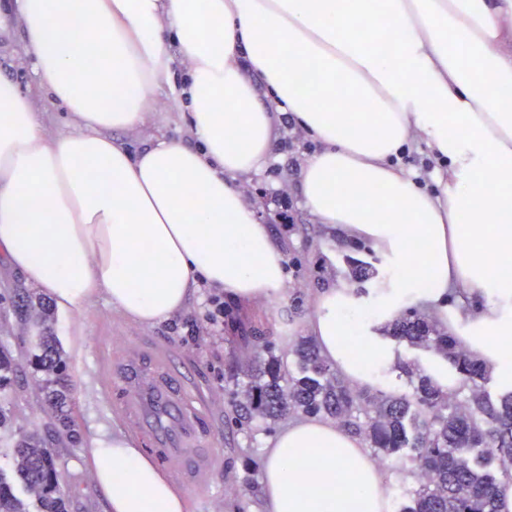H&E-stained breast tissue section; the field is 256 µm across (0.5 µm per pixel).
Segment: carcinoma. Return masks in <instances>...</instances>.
I'll return each instance as SVG.
<instances>
[{
  "label": "carcinoma",
  "instance_id": "cac0c4a2",
  "mask_svg": "<svg viewBox=\"0 0 512 512\" xmlns=\"http://www.w3.org/2000/svg\"><path fill=\"white\" fill-rule=\"evenodd\" d=\"M354 280L371 276V265L346 257ZM40 336L32 364L44 373L49 405L65 430L74 426L66 362L48 321L51 310L39 305ZM397 342L437 353L450 361L470 388L465 395L443 397L432 378L415 362H402L409 391L385 393L345 383L321 357L310 337H299L287 357L276 354V343L264 336L256 341L266 358L249 374L242 390L244 421L260 418L271 424L291 414L327 416L359 434L381 459L406 460L426 473V479L404 494L399 512H498L499 487L512 480V393L492 400L481 382L483 368L457 348L448 331L409 308L388 329ZM18 368L11 350L0 345V388L8 386ZM493 457L501 475L480 469ZM16 475L40 502L42 512H67L59 489L58 456L36 432L25 433L14 449ZM0 512H26L10 483L0 476Z\"/></svg>",
  "mask_w": 512,
  "mask_h": 512
}]
</instances>
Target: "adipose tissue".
<instances>
[{
  "instance_id": "ef3b65f1",
  "label": "adipose tissue",
  "mask_w": 512,
  "mask_h": 512,
  "mask_svg": "<svg viewBox=\"0 0 512 512\" xmlns=\"http://www.w3.org/2000/svg\"><path fill=\"white\" fill-rule=\"evenodd\" d=\"M35 84L74 118L42 130L30 94L0 76V258L62 311L106 297L142 324L198 288L282 297L286 258L247 202L280 112L322 148L298 173L318 223L382 255L370 312L346 283L316 297L308 330L349 383L384 392L399 360L386 329L425 309L512 392V0H15ZM109 51L101 66L75 34ZM187 141L130 152L161 90ZM367 113L351 112L349 99ZM422 134L424 190L394 159ZM356 331L359 345L345 343ZM106 512H184L182 494L127 437L92 440ZM267 512H390L363 440L299 418L269 441Z\"/></svg>"
}]
</instances>
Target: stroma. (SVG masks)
Masks as SVG:
<instances>
[{
    "instance_id": "1",
    "label": "stroma",
    "mask_w": 512,
    "mask_h": 512,
    "mask_svg": "<svg viewBox=\"0 0 512 512\" xmlns=\"http://www.w3.org/2000/svg\"><path fill=\"white\" fill-rule=\"evenodd\" d=\"M21 33L22 26L17 23L0 35V75L31 92L43 130L51 137L67 129L70 117L37 90L31 62L22 49ZM185 125L184 114L173 111L169 98L162 94L143 126L115 132L114 137L135 152L159 137L184 138ZM313 148L302 131L285 123L280 125L273 162L245 191L247 200L256 206L261 223L270 224L277 197H296L298 172L294 163L304 160ZM293 217L294 225L290 228L270 224L288 263L287 292L279 299L230 305L235 317L248 328L276 341L285 336L306 335L316 294L331 282H349L346 255L354 253L370 263L376 276L388 274L378 253L369 248L353 251L351 243L343 242L335 230L317 223L302 205H295ZM209 294V289H200L182 313L155 325L127 318L104 297L74 315L53 312L50 326L64 353L75 402L74 433L60 431L42 390L44 375L28 362H21L10 386L0 390V409L8 415L7 422L0 427V474L13 483L27 512H39V505L17 479L13 450L21 434L31 431L38 432L59 455L61 491L69 503V512H104V503L98 497L86 463L88 445L95 438L126 432L108 410L96 369L100 353L96 339L109 333L169 341L209 393L222 428L214 442L224 448V473L216 477L211 488L185 490L186 512H265L260 495L263 454L267 439L278 427L260 419L243 430L232 424L230 399L245 382L246 365L256 349L231 335L210 330L203 319ZM28 297L38 301L43 294L38 288L23 285L16 273L0 263V344L10 345L16 352L33 350L39 333L34 313L19 309L21 300Z\"/></svg>"
}]
</instances>
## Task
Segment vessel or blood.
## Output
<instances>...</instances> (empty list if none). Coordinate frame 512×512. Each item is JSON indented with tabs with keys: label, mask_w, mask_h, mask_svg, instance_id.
<instances>
[{
	"label": "vessel or blood",
	"mask_w": 512,
	"mask_h": 512,
	"mask_svg": "<svg viewBox=\"0 0 512 512\" xmlns=\"http://www.w3.org/2000/svg\"><path fill=\"white\" fill-rule=\"evenodd\" d=\"M98 372L110 407L145 443L146 455L185 488L210 486L224 469V451L211 443L213 405L172 349L126 337L100 355Z\"/></svg>",
	"instance_id": "1"
}]
</instances>
